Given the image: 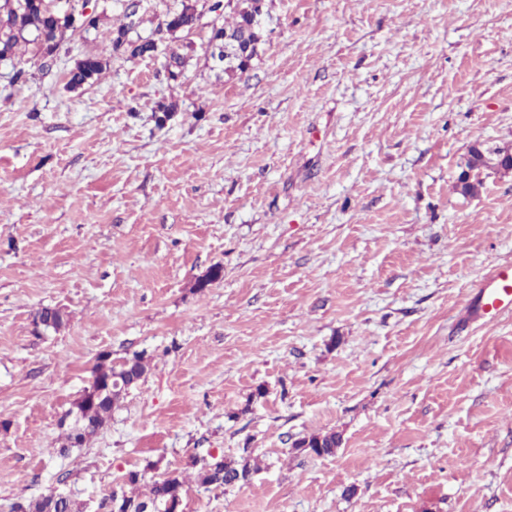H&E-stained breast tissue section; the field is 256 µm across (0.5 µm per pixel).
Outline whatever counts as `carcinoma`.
Returning <instances> with one entry per match:
<instances>
[{
	"mask_svg": "<svg viewBox=\"0 0 512 512\" xmlns=\"http://www.w3.org/2000/svg\"><path fill=\"white\" fill-rule=\"evenodd\" d=\"M128 5L122 14L125 23L112 31V52L128 58L154 57L164 54V68L171 79L182 74L187 64V57L173 48L162 47L163 38H146L133 40L129 32L142 22L137 0H127ZM264 0H243L234 10L233 21L212 29L208 45L224 51V40L248 48L246 55L224 70L228 75L245 72L262 41V32L258 17L263 11ZM175 17L176 30L191 31L200 18V13L193 4H181V8L171 12ZM69 17L64 13L51 12L45 0H0V61H15L19 68L14 77L18 81L29 80L30 73L22 66L24 51L22 47L28 42L35 44L34 57L38 69L49 70L56 60L55 54L67 36ZM104 70L102 59L87 56L79 60L70 71L69 88L75 90L99 76ZM494 147L474 144L468 149V157L460 172L456 190L463 196L475 194L483 186L484 176L481 169L486 164V157ZM52 323L51 330L59 332L67 325L66 314L57 308H42L35 313ZM148 362L145 353L135 352L126 357L120 367L112 366L110 355L101 354L93 368L94 379L104 381L102 385H93L75 403L76 412L80 413V422L67 429L65 442L59 453L65 455L74 448L89 444L99 430L112 416L114 409L123 395L135 387L145 376ZM340 437L336 433L312 435L294 443V448L322 456L332 455L339 447ZM157 469V463L148 461L143 469L129 470L123 475L126 490L122 491L124 503L129 512H144L149 507L152 512H171L170 505L183 499L186 480L182 472L169 470L160 478L146 482L149 470ZM258 469V464L250 458L221 459L206 464L197 473V483L205 488H225L245 482V478ZM148 491H141V485ZM15 512H80L79 506L72 500L52 494L39 499L15 505Z\"/></svg>",
	"mask_w": 512,
	"mask_h": 512,
	"instance_id": "1",
	"label": "carcinoma"
}]
</instances>
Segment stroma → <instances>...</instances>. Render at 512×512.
<instances>
[{
  "label": "stroma",
  "instance_id": "obj_1",
  "mask_svg": "<svg viewBox=\"0 0 512 512\" xmlns=\"http://www.w3.org/2000/svg\"><path fill=\"white\" fill-rule=\"evenodd\" d=\"M98 11L47 73L0 62V512L97 504L149 460L183 512H512V314L466 317L512 261V173L454 188L471 144L512 143V0H265L235 76L207 52L233 10L205 11L166 39L175 81ZM44 307L67 327L38 334ZM103 352L148 371L59 455ZM241 455L246 484L196 483ZM104 70L102 59L96 56H87L79 60L70 71L69 88L75 90L98 77ZM340 437L336 433H327L324 435H312L309 438H303L294 443V448L307 451L308 453L322 456L332 455L339 447ZM48 494L39 499L15 505V512H80L79 506L69 498Z\"/></svg>",
  "mask_w": 512,
  "mask_h": 512
}]
</instances>
